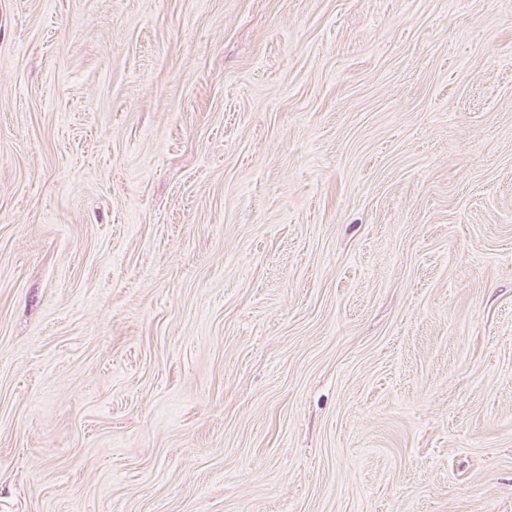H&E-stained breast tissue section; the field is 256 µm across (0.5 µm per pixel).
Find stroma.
<instances>
[{
	"instance_id": "obj_1",
	"label": "stroma",
	"mask_w": 512,
	"mask_h": 512,
	"mask_svg": "<svg viewBox=\"0 0 512 512\" xmlns=\"http://www.w3.org/2000/svg\"><path fill=\"white\" fill-rule=\"evenodd\" d=\"M0 512H512V0H0Z\"/></svg>"
}]
</instances>
